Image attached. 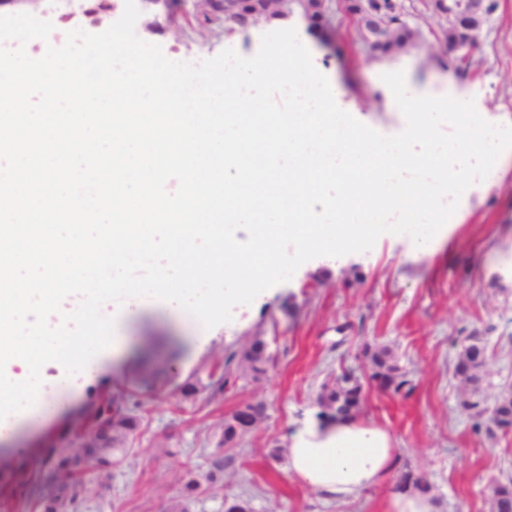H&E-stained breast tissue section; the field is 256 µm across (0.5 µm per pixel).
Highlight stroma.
<instances>
[{
    "label": "stroma",
    "mask_w": 512,
    "mask_h": 512,
    "mask_svg": "<svg viewBox=\"0 0 512 512\" xmlns=\"http://www.w3.org/2000/svg\"><path fill=\"white\" fill-rule=\"evenodd\" d=\"M479 42L470 49L471 67L458 75L442 66L444 51L431 28H423L425 49L392 59L374 58L353 37V24L333 16L329 42L315 39L304 21L290 20L314 66L336 85L337 105L355 119H368L383 135L401 133L406 122L384 101V73L401 70L407 82L435 92L478 90L482 104L512 121V0H494ZM37 17L55 29L99 33L123 14L115 8L100 22L84 15L78 0H43ZM156 33L136 24L143 41L160 45L166 57L199 62L234 49L254 56L263 28L217 33L204 43L175 37L168 20ZM499 178L479 205L448 226V239L434 256L403 262L382 240L358 263L338 264L320 256L303 263L292 278L262 292L239 316L221 324L217 336L197 348L174 313L155 308L128 314L119 333L126 345L103 358L96 374L72 394L57 399L49 427L32 425L0 439V504L19 502L21 512H42L37 483L49 466L50 449L78 451L86 408L104 396L128 400L139 418L126 454H115L111 476L87 468L94 482L78 512H164L182 494L187 470L204 474L216 455L230 464L223 487L201 486L189 512H224L225 500L248 501L252 512H383L401 473L424 476L442 512H492V481L512 477V432L475 430L461 404L454 365L470 337L487 354L483 405L512 384V279L498 271L496 253L512 248V156L497 163ZM264 336L274 361L258 383L238 381L217 395L225 350L245 337ZM385 345L407 372L413 389L394 395L366 383L360 419L388 428L396 441L398 466L378 486L346 502H324L288 471L286 458L270 457L284 446L294 421L316 406L321 383L331 374H362L365 345ZM198 388L184 396L185 382ZM261 402V427L236 447L217 452L221 425L240 406Z\"/></svg>",
    "instance_id": "obj_1"
}]
</instances>
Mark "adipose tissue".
<instances>
[{
  "label": "adipose tissue",
  "instance_id": "obj_1",
  "mask_svg": "<svg viewBox=\"0 0 512 512\" xmlns=\"http://www.w3.org/2000/svg\"><path fill=\"white\" fill-rule=\"evenodd\" d=\"M288 470L328 500L347 501L379 485L398 464L391 433L355 417L311 410L289 432Z\"/></svg>",
  "mask_w": 512,
  "mask_h": 512
}]
</instances>
